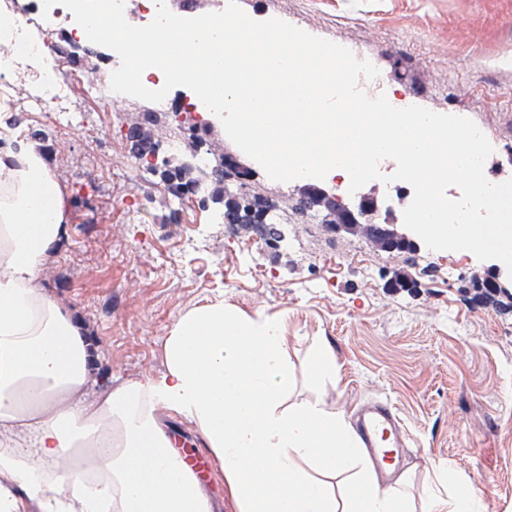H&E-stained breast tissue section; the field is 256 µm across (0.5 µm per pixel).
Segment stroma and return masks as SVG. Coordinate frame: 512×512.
I'll list each match as a JSON object with an SVG mask.
<instances>
[{"label": "stroma", "mask_w": 512, "mask_h": 512, "mask_svg": "<svg viewBox=\"0 0 512 512\" xmlns=\"http://www.w3.org/2000/svg\"><path fill=\"white\" fill-rule=\"evenodd\" d=\"M253 19L283 20L370 57L399 98L464 116L492 144L501 179L512 178V0H238ZM29 65L0 79V143L40 129L48 169L68 202L66 234L45 261L41 288L68 308L94 348L97 389L157 378L178 319L216 301L285 316L296 378L292 399L322 398L345 416L390 403L407 447L412 491L423 465L448 470L486 512H512V310L475 303L485 262L467 251L379 250L363 236L298 221L299 183L257 170L249 193L278 198L284 240L256 248L228 237L207 201L173 197L159 173L128 151L130 128L160 146L182 131L168 114L144 125L151 102L100 94L76 98L70 134L47 121L57 103L31 106ZM414 285L394 287L396 273ZM330 347L336 377L314 380L306 361Z\"/></svg>", "instance_id": "obj_1"}]
</instances>
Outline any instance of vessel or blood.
<instances>
[{"label":"vessel or blood","instance_id":"1","mask_svg":"<svg viewBox=\"0 0 512 512\" xmlns=\"http://www.w3.org/2000/svg\"><path fill=\"white\" fill-rule=\"evenodd\" d=\"M354 431L367 448L381 474H388L391 464L399 460L406 446L398 416L385 404H374L359 410Z\"/></svg>","mask_w":512,"mask_h":512}]
</instances>
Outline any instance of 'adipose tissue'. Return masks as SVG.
I'll use <instances>...</instances> for the list:
<instances>
[{
  "instance_id": "ef3b65f1",
  "label": "adipose tissue",
  "mask_w": 512,
  "mask_h": 512,
  "mask_svg": "<svg viewBox=\"0 0 512 512\" xmlns=\"http://www.w3.org/2000/svg\"><path fill=\"white\" fill-rule=\"evenodd\" d=\"M65 209L39 145L19 143L0 162V512H212L163 411L195 423L237 512H478L432 462L421 498L407 474L381 485L341 413L288 403L281 316L199 307L177 321L161 378L94 391L89 342L39 286Z\"/></svg>"
}]
</instances>
